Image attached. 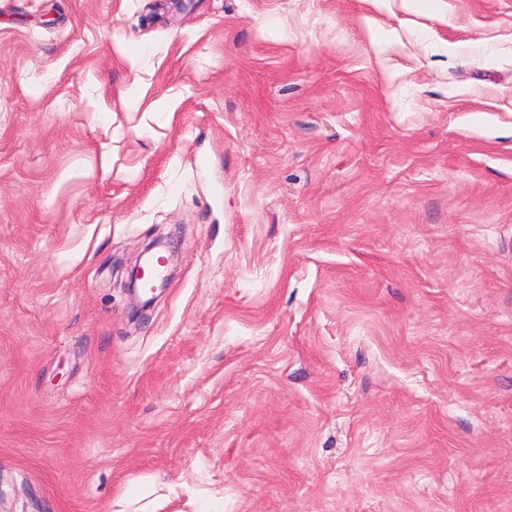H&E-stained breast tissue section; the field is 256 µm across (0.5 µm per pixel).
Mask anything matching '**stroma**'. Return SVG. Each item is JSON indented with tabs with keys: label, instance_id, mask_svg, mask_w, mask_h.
I'll return each mask as SVG.
<instances>
[{
	"label": "stroma",
	"instance_id": "obj_1",
	"mask_svg": "<svg viewBox=\"0 0 512 512\" xmlns=\"http://www.w3.org/2000/svg\"><path fill=\"white\" fill-rule=\"evenodd\" d=\"M0 512H512V0H0ZM140 261L136 262L134 266L130 269L128 273V281H127V290L133 297L135 301V310L136 312H144L148 309H150L154 303L157 301L159 295L164 290L167 284V279L162 280L157 288L151 289V296L144 298L141 293L140 289L138 287L137 279L141 274V271L139 269ZM160 290V293L157 294V291Z\"/></svg>",
	"mask_w": 512,
	"mask_h": 512
}]
</instances>
